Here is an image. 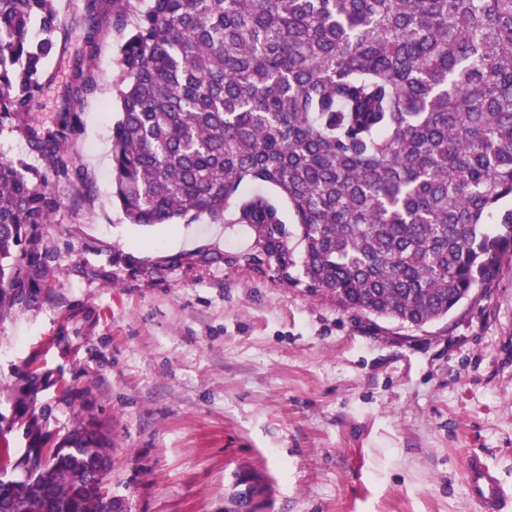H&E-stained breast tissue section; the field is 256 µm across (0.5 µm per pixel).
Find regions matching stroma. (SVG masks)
Wrapping results in <instances>:
<instances>
[{
	"mask_svg": "<svg viewBox=\"0 0 512 512\" xmlns=\"http://www.w3.org/2000/svg\"><path fill=\"white\" fill-rule=\"evenodd\" d=\"M63 51L34 104L57 116L85 0H56ZM126 31L66 146L77 173L39 225L36 300L0 319V448H53L80 422L109 444L128 512H478V453L512 494V257L447 318L377 319L277 275L246 224L140 226L113 197ZM37 370L35 409L21 376Z\"/></svg>",
	"mask_w": 512,
	"mask_h": 512,
	"instance_id": "obj_1",
	"label": "stroma"
}]
</instances>
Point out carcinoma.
Instances as JSON below:
<instances>
[{
    "instance_id": "cac0c4a2",
    "label": "carcinoma",
    "mask_w": 512,
    "mask_h": 512,
    "mask_svg": "<svg viewBox=\"0 0 512 512\" xmlns=\"http://www.w3.org/2000/svg\"><path fill=\"white\" fill-rule=\"evenodd\" d=\"M86 0L84 50L52 127L31 118L58 53L54 0H0V134L42 168L0 159V316L42 274L31 235L59 203L65 145L97 90L86 62L120 46L115 198L130 224H248L288 251L305 287L402 325L448 315L512 253V0ZM105 452L76 427L52 463L0 448V512H101L82 492ZM282 209L284 213V218L286 221V227L288 230V238H287V244L288 249L291 252V258L293 260L294 266L288 267V257L284 259V261H281L279 254H274L272 257H269L266 253H264L267 258L270 260H273L275 263L276 269L281 271L283 268L286 270L288 269V274L292 276V278H301V255L303 251V244L301 243L300 239V229L297 224L294 223L293 216L291 212L288 211V204L282 203ZM283 264V266L281 265Z\"/></svg>"
}]
</instances>
